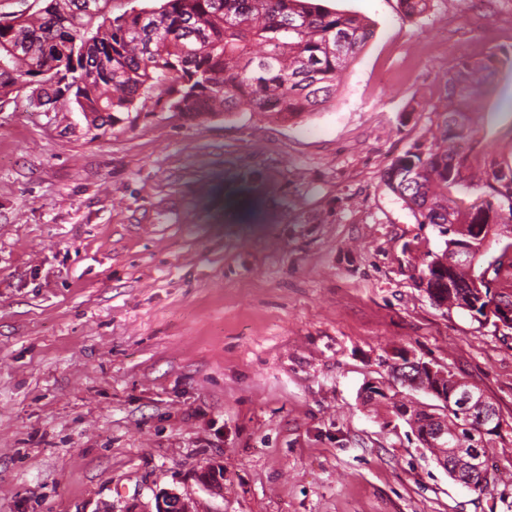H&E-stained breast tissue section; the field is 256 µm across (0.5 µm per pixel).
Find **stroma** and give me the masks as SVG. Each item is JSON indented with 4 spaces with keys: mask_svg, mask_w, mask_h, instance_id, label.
I'll list each match as a JSON object with an SVG mask.
<instances>
[{
    "mask_svg": "<svg viewBox=\"0 0 512 512\" xmlns=\"http://www.w3.org/2000/svg\"><path fill=\"white\" fill-rule=\"evenodd\" d=\"M372 35L291 121L137 103L103 128L0 96V512H512L363 387L400 353L497 408L512 470V335L436 306L444 248L385 173L431 142L460 62L497 53L468 164L512 154V0H325ZM224 470L214 492L197 479ZM154 509L148 507L137 510V508H133L130 512H200L192 498L184 497L174 491L158 493V497L155 498Z\"/></svg>",
    "mask_w": 512,
    "mask_h": 512,
    "instance_id": "obj_1",
    "label": "stroma"
}]
</instances>
